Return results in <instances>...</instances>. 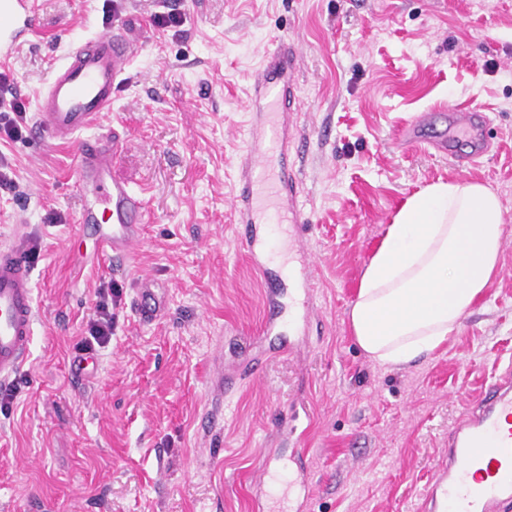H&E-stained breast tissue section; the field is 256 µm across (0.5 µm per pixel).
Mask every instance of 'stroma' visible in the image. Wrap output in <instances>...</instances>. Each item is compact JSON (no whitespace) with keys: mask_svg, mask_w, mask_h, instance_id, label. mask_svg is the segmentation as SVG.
<instances>
[{"mask_svg":"<svg viewBox=\"0 0 512 512\" xmlns=\"http://www.w3.org/2000/svg\"><path fill=\"white\" fill-rule=\"evenodd\" d=\"M167 8L181 26L154 25ZM128 17L148 39L103 125L123 136L113 177L150 215L131 266L69 257L82 208L73 147L33 133L0 141L13 179L0 189V236L21 224L41 248L31 353L0 413V512H291L288 486L257 489L265 448L288 476L305 455L304 512H420L455 420L512 355V0H38L44 41L0 48V66L34 105L71 44ZM287 35L302 51L309 148L294 164L322 331L281 353L263 333L268 290L237 245L231 197L253 71ZM439 105L486 113L496 152L461 168L398 147L404 126ZM440 180L500 194L499 272L440 347L382 366L349 310L386 225ZM137 272L168 291L151 324L131 310ZM112 281L123 287L116 328L84 382L72 361ZM218 342L225 371L262 360L252 382L225 387L219 430L206 413ZM290 415L296 432L280 435Z\"/></svg>","mask_w":512,"mask_h":512,"instance_id":"obj_1","label":"stroma"}]
</instances>
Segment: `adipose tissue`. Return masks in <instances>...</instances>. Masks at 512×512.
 <instances>
[{"label": "adipose tissue", "mask_w": 512, "mask_h": 512, "mask_svg": "<svg viewBox=\"0 0 512 512\" xmlns=\"http://www.w3.org/2000/svg\"><path fill=\"white\" fill-rule=\"evenodd\" d=\"M504 224L499 195L476 181H440L408 197L350 310L364 352L404 364L454 333L498 272Z\"/></svg>", "instance_id": "adipose-tissue-1"}]
</instances>
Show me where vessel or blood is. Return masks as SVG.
<instances>
[{"instance_id":"vessel-or-blood-1","label":"vessel or blood","mask_w":512,"mask_h":512,"mask_svg":"<svg viewBox=\"0 0 512 512\" xmlns=\"http://www.w3.org/2000/svg\"><path fill=\"white\" fill-rule=\"evenodd\" d=\"M35 0H0V44L12 47L38 36ZM146 41L143 28L121 21L73 44L38 96L34 129L53 142L77 146L74 185L83 197L77 219L96 236V259L130 264L143 242L146 203L142 193L112 176L121 134L88 130L112 107V96ZM300 53L290 43L266 48L248 99L253 106L244 147L236 160L232 197L237 241L261 278H269L272 251L259 220L288 227V250L301 255L288 276L305 292L295 333L306 336L315 319L312 265L304 259L307 220L299 204L301 181L290 153H304L307 138L297 132V69ZM489 117L452 108L448 127L438 130L419 119L403 133L404 143L434 150L465 165L489 154L495 140ZM134 312L140 321L161 319L167 304L153 279L137 275ZM35 325L32 268L22 237L0 240V389L8 388L29 358ZM425 512H500L512 504V364L485 387L476 405L465 408L448 440V454L435 465L424 491Z\"/></svg>"}]
</instances>
